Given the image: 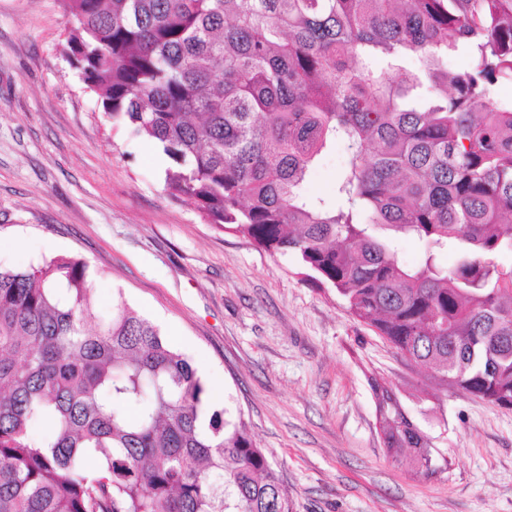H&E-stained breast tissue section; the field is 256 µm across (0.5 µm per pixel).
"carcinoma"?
Returning <instances> with one entry per match:
<instances>
[{"instance_id":"cac0c4a2","label":"carcinoma","mask_w":512,"mask_h":512,"mask_svg":"<svg viewBox=\"0 0 512 512\" xmlns=\"http://www.w3.org/2000/svg\"><path fill=\"white\" fill-rule=\"evenodd\" d=\"M67 55L169 196L292 256L406 358L512 408V0H62ZM464 50L473 65L447 68ZM417 57L420 68L402 65ZM345 142L336 202L305 191ZM387 228L422 243L403 263ZM457 251L445 266L441 254ZM89 265L0 268V512H293L242 418ZM386 452L431 441L369 379Z\"/></svg>"}]
</instances>
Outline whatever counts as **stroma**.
Listing matches in <instances>:
<instances>
[{
  "mask_svg": "<svg viewBox=\"0 0 512 512\" xmlns=\"http://www.w3.org/2000/svg\"><path fill=\"white\" fill-rule=\"evenodd\" d=\"M61 0H0V265L84 259L242 413L293 512H512V408L439 383L331 286L207 224L164 190L168 160L107 116L68 60ZM348 149L310 178L330 197ZM431 437L421 475L389 457L369 377Z\"/></svg>",
  "mask_w": 512,
  "mask_h": 512,
  "instance_id": "35a3bbf8",
  "label": "stroma"
}]
</instances>
